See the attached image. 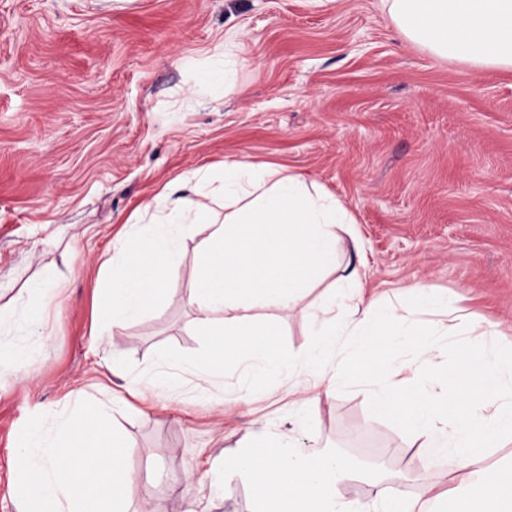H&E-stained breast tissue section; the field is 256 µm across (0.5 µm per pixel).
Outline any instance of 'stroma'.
<instances>
[{"instance_id": "obj_1", "label": "stroma", "mask_w": 512, "mask_h": 512, "mask_svg": "<svg viewBox=\"0 0 512 512\" xmlns=\"http://www.w3.org/2000/svg\"><path fill=\"white\" fill-rule=\"evenodd\" d=\"M246 158L303 174L342 201L346 253L367 296L406 298L423 281L451 299L455 333L417 385L436 390L458 349L488 351L468 318L512 347V68L441 58L398 31L387 0H0V512H18L19 434L58 417L72 391L111 387L128 463L148 482L131 507L251 512L248 484L213 492V465L264 427L347 460L344 494L411 470L413 439L373 416L362 384L303 406L287 374L227 365L202 394L188 362L207 339L187 304L196 224L176 245L164 289L114 336L98 337L96 281L112 240L146 238L163 187ZM336 274L267 324L282 354L303 349L309 315ZM64 287L38 315L33 289ZM115 358V374L102 359ZM177 378H152L165 360ZM254 397H242L244 388Z\"/></svg>"}]
</instances>
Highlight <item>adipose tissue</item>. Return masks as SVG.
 <instances>
[{
    "label": "adipose tissue",
    "mask_w": 512,
    "mask_h": 512,
    "mask_svg": "<svg viewBox=\"0 0 512 512\" xmlns=\"http://www.w3.org/2000/svg\"><path fill=\"white\" fill-rule=\"evenodd\" d=\"M400 31L432 53L476 67L512 68V0H390ZM224 217L209 215L203 202L174 197L164 189L171 210L162 215L147 241L116 239L121 273L100 278L97 335L122 327L146 310L160 293L172 249L185 231L183 218L195 211L210 233L195 262L187 303L194 327L208 336L207 348L189 369L201 382L224 374L227 363H261L287 369L288 389L298 392L302 372L314 375L313 388L333 397L348 360L336 352L338 332L359 337L361 371L383 380L392 367L391 350L400 337L414 345L413 363L430 361L438 349L443 323L413 321L416 307L447 308L436 288L413 285V302L394 309L366 299L362 265L347 264L339 278V295H328L322 314L341 313L342 327L328 325L309 345L282 356L264 311L287 310L317 274L335 270L339 254L338 225L349 223L338 199L300 174L238 159L224 165L220 188ZM335 357L331 376L319 367ZM374 414L399 433L418 441L419 465L414 481L422 499H411L396 487L372 480L371 504L344 497L343 482L354 472L330 451H303L292 437L263 429L250 431L241 451L221 462L224 477L253 486L252 512H430L429 502L444 500L450 512H512V464L486 475L482 466L490 449L512 438V356L490 352L465 359L460 375L444 380L424 395L418 389L385 384L371 392ZM443 454L446 470L429 466L432 454Z\"/></svg>",
    "instance_id": "obj_1"
}]
</instances>
